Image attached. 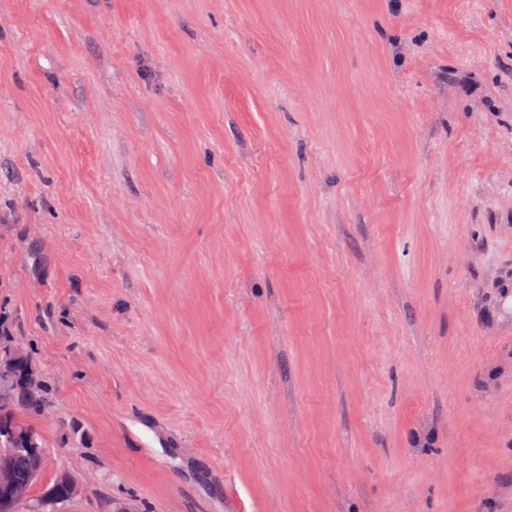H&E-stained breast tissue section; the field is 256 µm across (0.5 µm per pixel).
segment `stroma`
Instances as JSON below:
<instances>
[{
	"label": "stroma",
	"mask_w": 512,
	"mask_h": 512,
	"mask_svg": "<svg viewBox=\"0 0 512 512\" xmlns=\"http://www.w3.org/2000/svg\"><path fill=\"white\" fill-rule=\"evenodd\" d=\"M0 306L55 512H512V0H0Z\"/></svg>",
	"instance_id": "1"
}]
</instances>
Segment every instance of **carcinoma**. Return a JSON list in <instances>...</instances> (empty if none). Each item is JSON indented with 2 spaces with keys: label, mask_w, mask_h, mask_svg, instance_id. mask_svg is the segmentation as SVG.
Here are the masks:
<instances>
[{
  "label": "carcinoma",
  "mask_w": 512,
  "mask_h": 512,
  "mask_svg": "<svg viewBox=\"0 0 512 512\" xmlns=\"http://www.w3.org/2000/svg\"><path fill=\"white\" fill-rule=\"evenodd\" d=\"M0 362L15 367L14 372L4 378L0 376V448H14L11 465L19 481L27 478L29 460L23 438L32 436L39 447H44L43 438L36 428L23 416L39 418L53 410L47 382L33 368L30 355L17 347L16 339L6 330H0Z\"/></svg>",
  "instance_id": "obj_1"
}]
</instances>
